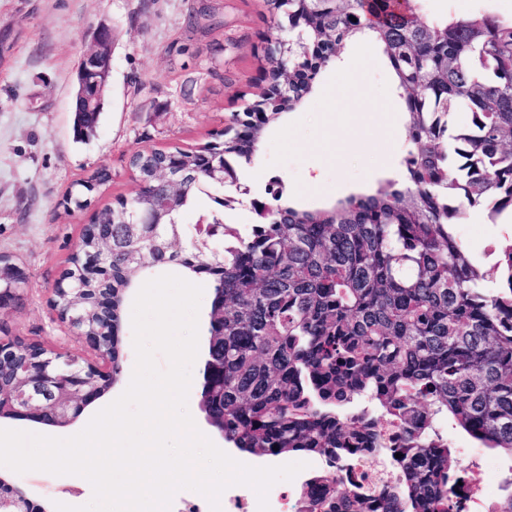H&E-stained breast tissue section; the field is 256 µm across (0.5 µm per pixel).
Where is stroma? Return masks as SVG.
<instances>
[{"label": "stroma", "mask_w": 512, "mask_h": 512, "mask_svg": "<svg viewBox=\"0 0 512 512\" xmlns=\"http://www.w3.org/2000/svg\"><path fill=\"white\" fill-rule=\"evenodd\" d=\"M198 0H0V253L27 273L23 300L0 313V335L87 356L88 346L50 307L52 288L91 217L65 214L73 185L107 166L112 182L100 204L131 196L129 166L142 149H192L212 140L231 113L242 111L258 85L261 37L273 30L265 0H208L211 18L189 26ZM427 21L493 16L512 22V0H419ZM112 28V70L96 134L73 139L74 74L99 23ZM397 81L377 45L358 53L348 45L319 74L307 102L271 126L257 158L240 167L226 224L247 232L252 202L282 188L303 208L335 204L399 179L410 149L407 112L389 111ZM454 233L483 268L496 247L512 239L511 221L473 211ZM122 372L112 387L70 424L53 427L25 416L0 419V429L70 437L128 387L135 365L131 323L120 333ZM448 439L465 463L484 467L491 490L512 460L474 441L454 423ZM0 478L23 489L44 512L55 504L82 506L93 490L76 475L19 474Z\"/></svg>", "instance_id": "35a3bbf8"}]
</instances>
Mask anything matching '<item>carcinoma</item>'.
Listing matches in <instances>:
<instances>
[{
  "label": "carcinoma",
  "instance_id": "obj_1",
  "mask_svg": "<svg viewBox=\"0 0 512 512\" xmlns=\"http://www.w3.org/2000/svg\"><path fill=\"white\" fill-rule=\"evenodd\" d=\"M266 2L273 16L299 12L305 23L288 29L262 64L300 76L278 92L254 94L263 119L245 135L239 129L249 115L236 113L220 137L194 149L131 155L137 183L162 194L153 177L164 168L179 193L153 243L125 236L144 206L139 193L130 204L119 199L95 210L97 223L112 225V280L78 275L99 247L98 237L82 235L58 285L60 318L74 316L87 333L105 335L95 298L110 290L116 376L125 294L145 269L205 274L214 293H224V340L210 349L223 370L217 386L203 384L200 406L229 447L267 459H326L328 468L302 484L298 512H450L466 467L444 422L512 459V239L484 271L453 231L474 209L492 221L512 210V23L484 16L422 24L417 0H329L320 13L307 0ZM358 34L381 48L411 103L403 178L315 210L290 205L279 190L253 203L255 223L241 234L223 221L232 199L217 195L222 185L203 171L205 159L218 158L226 184L236 185L237 169L254 161L267 129L310 97L318 70ZM314 44L321 53L296 66ZM458 110L468 120L454 126ZM72 111L82 142L97 130L103 106L90 112L76 97ZM111 182L110 168L94 170L70 191L74 207L82 208L90 188L100 193ZM203 195L217 205L208 224L224 229L221 239L180 223ZM176 238L181 247L172 250ZM142 253L146 260H128ZM494 278L495 290L487 286ZM77 281L85 301L74 311L65 289ZM26 364L21 347L1 358L0 386L20 388ZM380 456L397 479L377 492L338 467ZM500 489L486 512H512V466Z\"/></svg>",
  "mask_w": 512,
  "mask_h": 512
}]
</instances>
